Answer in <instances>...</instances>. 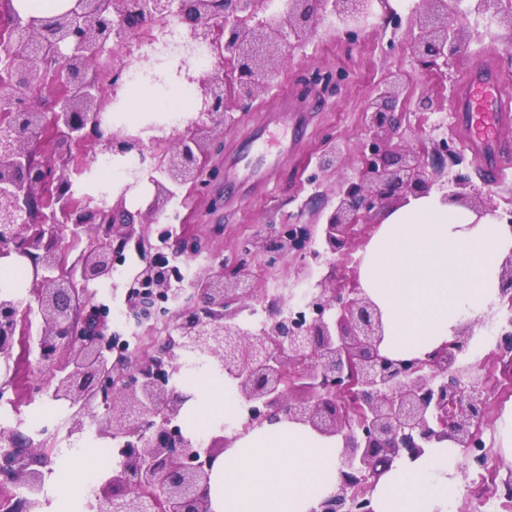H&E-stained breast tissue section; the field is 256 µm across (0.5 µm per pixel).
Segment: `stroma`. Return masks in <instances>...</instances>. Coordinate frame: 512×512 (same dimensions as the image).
I'll return each mask as SVG.
<instances>
[{
  "label": "stroma",
  "instance_id": "1",
  "mask_svg": "<svg viewBox=\"0 0 512 512\" xmlns=\"http://www.w3.org/2000/svg\"><path fill=\"white\" fill-rule=\"evenodd\" d=\"M422 8L421 0H373L367 25L357 33H343L332 18L325 16L306 37L286 45L284 63L269 78L266 91L256 96L248 108L231 104L234 125L213 132L206 154L212 178L195 190L181 189L176 198L160 203L154 223L138 228L143 236L141 247L130 246L122 252L111 280L90 284L109 334L142 352L152 351L164 342V318L138 324L130 313L127 294L129 282L149 260L150 250L159 247L161 236L200 240L203 248L199 253L169 259L170 265L178 269L190 266L199 272L217 255L234 262L241 246L265 225L322 223L340 185L359 175L362 114L377 87L394 75L401 79L399 102L409 114L398 145L420 149L426 132L433 139H447L457 157L456 164L448 168L449 174L465 177L498 221L512 218V160L504 164L497 179H487L479 160L464 149L457 136L454 112L464 74L473 66L485 67L512 90V22L507 19L512 13V0H497V19H490L485 13L463 17L464 48L440 72L420 66L407 39L415 13ZM317 70L345 74L346 81L337 95L325 99L301 95L303 78ZM424 92L432 95L436 111L418 110L417 100ZM282 94L299 115V145L294 151L283 152L278 132L275 127H268L263 138L276 162L271 181L253 186L239 198H231L225 188V162L228 157L247 152L256 133L255 117L259 112L276 109ZM333 144L340 146L342 160L336 169L321 170L318 157ZM376 230L373 224L358 226V239L346 255L323 258L307 267L289 254L273 263L263 254L250 256L255 295L272 299L290 293L298 297L309 291L311 283L332 275L355 280ZM497 342V328L484 326L481 346L468 359L486 379L487 423L482 428V439L493 467L470 473L461 497L453 505L454 512H512V469L504 467L496 446V425L505 406L512 403V383L503 374ZM48 376V369L38 365L23 344H16L10 356H0V405L9 408L13 419L19 422L20 442L32 440L25 423L34 416H52L57 428L43 441L52 450L47 462L38 466L46 476L48 497L40 501L35 512H68L72 498L60 493L52 476L68 463L60 447L69 432L73 409L70 404L54 401L46 386Z\"/></svg>",
  "mask_w": 512,
  "mask_h": 512
}]
</instances>
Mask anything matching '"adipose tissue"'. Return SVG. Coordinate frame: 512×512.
<instances>
[{"mask_svg":"<svg viewBox=\"0 0 512 512\" xmlns=\"http://www.w3.org/2000/svg\"><path fill=\"white\" fill-rule=\"evenodd\" d=\"M152 95L124 84L126 118L173 112L195 88L171 79ZM512 252V226L491 216L442 203L439 196L411 197L390 210L368 244L359 269L360 288L378 305L385 324L382 347L418 356L452 338L463 319L480 320L498 299L492 283ZM185 420L204 431L217 417L232 418L238 402L232 385H192ZM341 440L280 419L239 437L212 467V512H310L336 489ZM462 461L448 441L416 461L400 458L375 484L374 512H451L462 493L456 468Z\"/></svg>","mask_w":512,"mask_h":512,"instance_id":"adipose-tissue-1","label":"adipose tissue"}]
</instances>
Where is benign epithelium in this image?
I'll list each match as a JSON object with an SVG mask.
<instances>
[{"label":"benign epithelium","instance_id":"benign-epithelium-1","mask_svg":"<svg viewBox=\"0 0 512 512\" xmlns=\"http://www.w3.org/2000/svg\"><path fill=\"white\" fill-rule=\"evenodd\" d=\"M371 0H75L63 13L22 19L12 0H0V259L23 257L35 269L29 304L0 296V352L13 349L31 319L39 326L37 362L51 370L52 395L79 406L70 428L83 430L82 409L101 398L111 436L120 440L112 475L98 488L102 512H211L213 461L240 433L283 417L342 441L336 490L312 512H374L370 495L393 461L414 460L431 445L448 440L469 462L482 447L486 421L485 381L458 364L471 349L475 323L459 325L451 340L424 357L393 358L382 352L384 324L378 306L355 283L320 280L307 296L313 318L306 322L288 300L268 302L256 329L235 322L254 296L247 256L260 248L274 258L293 253L343 256L355 227L392 200L437 190L446 203L486 212L484 202L462 177L440 180L448 140L433 143L431 161L410 149L394 153L390 139L403 113L395 111L400 83L377 89L364 112L363 166L357 180L336 194L322 224L269 227L243 247L232 273L216 259L185 287L180 302L172 269L151 261L129 286L130 312L151 317L160 301L179 304L165 341L148 356L106 355L115 339L91 305L88 285L112 277L114 257L135 236V215L125 195L142 180L155 197L173 198L175 189L201 184L208 133L227 127V99H254L264 80L284 61L282 44L308 35L318 12L329 9L338 25L363 24ZM427 8L408 32L420 65L439 69L464 46L458 20L465 0H421ZM176 19L184 24L176 74L196 85V119L183 131L163 124L143 139L112 122L109 109L118 90L146 75L136 54L153 25ZM209 48V65L189 75L195 49ZM230 65L224 74V65ZM49 86L55 94L41 96ZM333 74H317L304 94L333 95ZM49 144L51 158L36 159L32 143ZM102 145L112 159H151L133 170L111 207L91 196H76L75 179L90 164L75 160L87 143ZM89 238L81 261L68 263L71 249ZM318 248H312L313 244ZM501 302L512 313V252L497 275ZM203 355L239 391L246 410L241 430L218 436L204 447L177 424L189 396L169 385L189 354ZM0 472L27 488L43 474L25 459L42 448H19L0 430Z\"/></svg>","mask_w":512,"mask_h":512}]
</instances>
